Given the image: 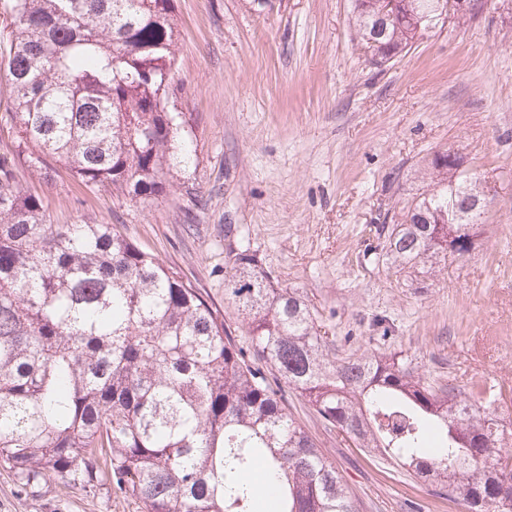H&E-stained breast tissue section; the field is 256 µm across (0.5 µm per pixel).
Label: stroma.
Masks as SVG:
<instances>
[{
    "instance_id": "obj_1",
    "label": "stroma",
    "mask_w": 512,
    "mask_h": 512,
    "mask_svg": "<svg viewBox=\"0 0 512 512\" xmlns=\"http://www.w3.org/2000/svg\"><path fill=\"white\" fill-rule=\"evenodd\" d=\"M183 112L197 164L142 203L88 189L65 170L27 167L50 224H122L179 266L236 324L224 298V227L248 233L263 266L300 289L336 338V356L397 352L420 376L493 390L512 420V0L436 28L371 64L351 0H175ZM452 147L491 191L469 254L406 279L379 262L370 225L427 188L434 151ZM285 404L333 459L362 512H465L462 500L325 426L295 391ZM0 512H141L119 492L57 484L31 496L0 469Z\"/></svg>"
}]
</instances>
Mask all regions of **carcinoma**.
<instances>
[{"label": "carcinoma", "mask_w": 512, "mask_h": 512, "mask_svg": "<svg viewBox=\"0 0 512 512\" xmlns=\"http://www.w3.org/2000/svg\"><path fill=\"white\" fill-rule=\"evenodd\" d=\"M353 0L355 38L383 59L413 46L414 19L448 0ZM0 467L31 493L53 481L114 488L142 512H360L335 463L284 404L296 391L358 448L463 500L512 512V444L494 396L432 384L411 361L336 358L303 292L281 285L224 225L231 327L181 269L116 225L48 224L22 165L64 166L90 189L144 203L195 159L168 108L178 72L174 0H0ZM401 222L375 226L402 270L448 251L466 226L474 178L438 158ZM425 216L431 223L419 224ZM249 339L244 347L235 332ZM273 374L277 383L270 382Z\"/></svg>", "instance_id": "carcinoma-1"}]
</instances>
